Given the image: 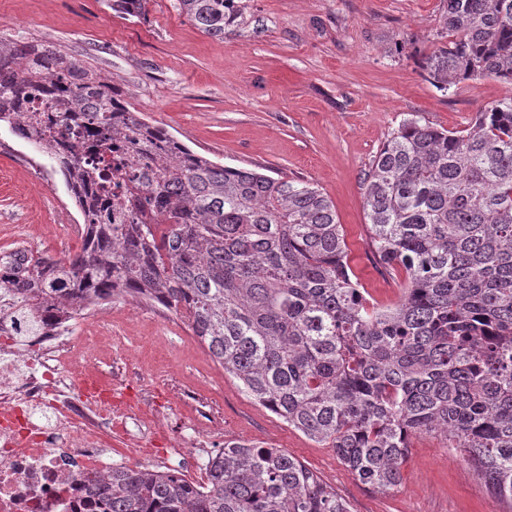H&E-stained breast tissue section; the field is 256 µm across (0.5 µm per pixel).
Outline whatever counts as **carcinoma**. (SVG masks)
I'll list each match as a JSON object with an SVG mask.
<instances>
[{
    "label": "carcinoma",
    "mask_w": 512,
    "mask_h": 512,
    "mask_svg": "<svg viewBox=\"0 0 512 512\" xmlns=\"http://www.w3.org/2000/svg\"><path fill=\"white\" fill-rule=\"evenodd\" d=\"M149 0H110L141 19ZM203 33L239 26L235 0H176ZM443 42L421 67L445 91L512 84V0H444ZM37 95L51 111L28 109ZM49 153L85 224L66 260L0 253V292L41 318L119 288L179 314L224 372L289 427L381 491L410 439L437 434L512 509V97L464 131L404 121L365 179L370 240L400 267L398 300L369 305L332 201L306 181L202 157L128 108L100 74L38 41L0 37V124ZM80 125L60 142L54 128ZM122 178L112 196V180ZM124 212L112 223V209ZM208 483L115 467L112 512H351L288 453L226 443Z\"/></svg>",
    "instance_id": "obj_1"
}]
</instances>
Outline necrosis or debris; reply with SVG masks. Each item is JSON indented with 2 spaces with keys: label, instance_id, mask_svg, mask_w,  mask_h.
<instances>
[{
  "label": "necrosis or debris",
  "instance_id": "4bbe7bcc",
  "mask_svg": "<svg viewBox=\"0 0 512 512\" xmlns=\"http://www.w3.org/2000/svg\"><path fill=\"white\" fill-rule=\"evenodd\" d=\"M69 358L66 321L0 304V512H106L87 480L111 473L107 444L131 405L116 392L74 398Z\"/></svg>",
  "mask_w": 512,
  "mask_h": 512
}]
</instances>
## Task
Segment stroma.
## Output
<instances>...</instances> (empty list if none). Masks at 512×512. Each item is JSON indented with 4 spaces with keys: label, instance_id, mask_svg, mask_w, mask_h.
Listing matches in <instances>:
<instances>
[{
    "label": "stroma",
    "instance_id": "obj_1",
    "mask_svg": "<svg viewBox=\"0 0 512 512\" xmlns=\"http://www.w3.org/2000/svg\"><path fill=\"white\" fill-rule=\"evenodd\" d=\"M235 31L203 34L174 6L151 0L128 20L108 0H0V37L45 41L91 63L128 107L218 164L263 167L303 180L333 202L361 284L394 302L403 271L383 273L369 239L364 178L407 119L467 128L477 110L512 95L493 78L437 89L420 69L438 45L443 0H237ZM83 218L57 163L0 125V250L54 259L79 253L68 233ZM69 336L99 378L121 375L134 401L133 433L168 430L143 449L113 441L131 468H180L206 484L209 459L228 442L278 448L336 490L351 512H505L440 437L410 441L402 482L382 492L360 482L334 449L288 427L226 374L173 312L116 295Z\"/></svg>",
    "mask_w": 512,
    "mask_h": 512
}]
</instances>
